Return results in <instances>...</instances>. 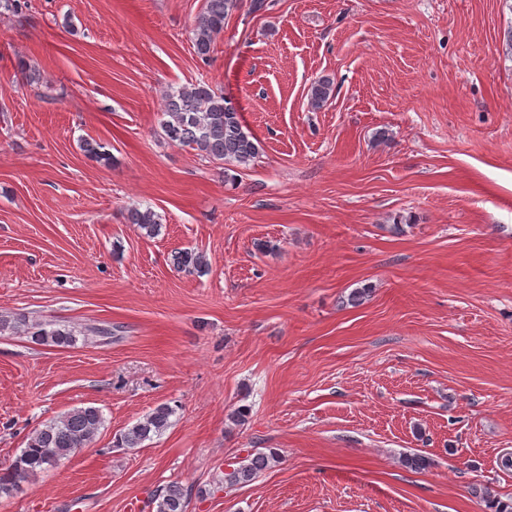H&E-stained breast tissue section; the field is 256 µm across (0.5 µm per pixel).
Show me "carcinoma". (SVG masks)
Returning a JSON list of instances; mask_svg holds the SVG:
<instances>
[{
    "label": "carcinoma",
    "mask_w": 512,
    "mask_h": 512,
    "mask_svg": "<svg viewBox=\"0 0 512 512\" xmlns=\"http://www.w3.org/2000/svg\"><path fill=\"white\" fill-rule=\"evenodd\" d=\"M240 0H206L204 9L195 18L193 46L197 57L208 63L216 38L224 32L226 19L239 8ZM333 82L320 77L313 82L310 104L319 109L330 99ZM163 134L168 142L188 147L198 155L224 164V171L246 167L259 154L258 142L239 117L232 99L205 81H197L165 94ZM127 220L136 224L148 237L160 231L159 215L147 207L129 210ZM175 269L203 273L208 268L202 252L181 250L172 255ZM26 336L36 345L69 348L78 340L96 338L112 343V325L107 323L83 326L61 321L42 320L25 314H0V336ZM175 409L167 403L153 408L142 419L129 426L116 441L119 448H139L155 436L162 435L172 424ZM104 426L102 411L96 406L72 409L35 429L27 438L26 447L14 464L0 470V497H7L20 484L36 479L66 457L87 448ZM281 456L276 451H256L233 464L224 472V485L234 487L252 482L262 472L276 467ZM188 490L173 482L155 496L156 512H186Z\"/></svg>",
    "instance_id": "carcinoma-1"
}]
</instances>
